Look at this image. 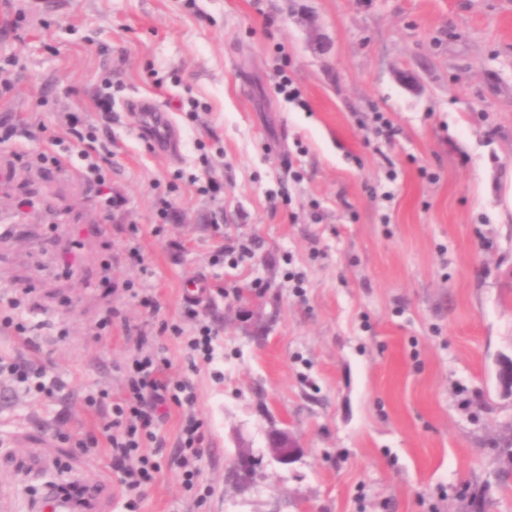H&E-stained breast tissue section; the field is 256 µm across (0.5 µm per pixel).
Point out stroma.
<instances>
[{"label":"stroma","instance_id":"35a3bbf8","mask_svg":"<svg viewBox=\"0 0 512 512\" xmlns=\"http://www.w3.org/2000/svg\"><path fill=\"white\" fill-rule=\"evenodd\" d=\"M0 57V117L38 132L0 148L14 169L0 220L18 222L0 238V312L35 289L33 335L0 330V359L57 383L47 398L0 376V500H22L45 465L106 484L100 512H123L107 444L75 442L99 438L106 410L88 397H121L142 353L196 388L205 493L181 485L173 407L137 512H512L497 376L512 357V0H0ZM283 76L298 100L277 93ZM107 90L108 117L94 106ZM147 95L173 151L129 114ZM72 112L112 136V211L83 177L12 163ZM209 174L223 194L198 193ZM22 195L39 207L15 213ZM246 244L253 258L221 254ZM191 283L218 332L193 372L162 329L192 332ZM274 427L298 437L296 463L271 460ZM241 452L258 462L243 485Z\"/></svg>","mask_w":512,"mask_h":512}]
</instances>
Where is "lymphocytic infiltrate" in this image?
Wrapping results in <instances>:
<instances>
[{
	"instance_id": "lymphocytic-infiltrate-1",
	"label": "lymphocytic infiltrate",
	"mask_w": 512,
	"mask_h": 512,
	"mask_svg": "<svg viewBox=\"0 0 512 512\" xmlns=\"http://www.w3.org/2000/svg\"><path fill=\"white\" fill-rule=\"evenodd\" d=\"M69 139L62 154L43 152L35 162L45 171L59 169L61 157L79 161L80 169L96 187L105 208L117 203L112 196V178L105 169L112 154L111 139H99L94 126L79 114H71L66 128ZM167 358L144 356L135 358L123 397L111 405V414L103 425V435L111 449L109 467L120 476L125 488L127 512H136L137 501L145 486L161 470L154 455L145 451L147 444L157 442L155 425L170 407L181 413L182 485L186 491L199 489L197 463L204 454L201 425L195 415L197 394L186 379L165 376Z\"/></svg>"
}]
</instances>
